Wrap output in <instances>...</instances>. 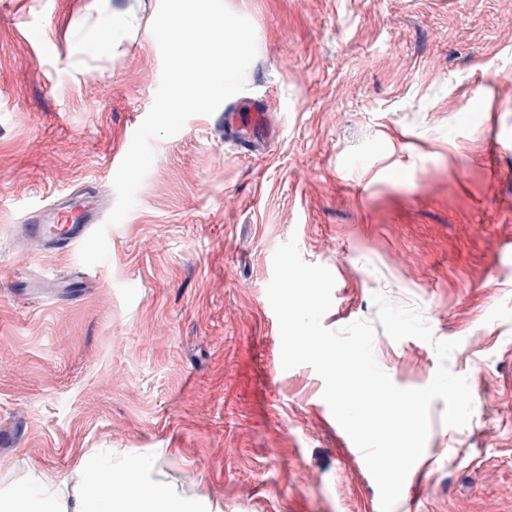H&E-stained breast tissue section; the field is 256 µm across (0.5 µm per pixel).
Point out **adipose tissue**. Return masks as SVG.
Returning <instances> with one entry per match:
<instances>
[{"label":"adipose tissue","mask_w":512,"mask_h":512,"mask_svg":"<svg viewBox=\"0 0 512 512\" xmlns=\"http://www.w3.org/2000/svg\"><path fill=\"white\" fill-rule=\"evenodd\" d=\"M29 512H207L201 501L177 494L161 481L142 479L135 465L102 478L78 467L75 483L45 484Z\"/></svg>","instance_id":"ef3b65f1"}]
</instances>
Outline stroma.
I'll use <instances>...</instances> for the list:
<instances>
[{"mask_svg":"<svg viewBox=\"0 0 512 512\" xmlns=\"http://www.w3.org/2000/svg\"><path fill=\"white\" fill-rule=\"evenodd\" d=\"M95 1L0 0V489L134 453L220 512H381L322 378L282 367L266 290L293 237L334 276L324 327L376 322L379 294L458 343L472 417L432 403L394 512H512V0H225L280 138L239 153L216 113L153 139L80 296L21 301L16 282L80 261L25 238L27 210L90 181L113 199L160 84V0H103L131 24L101 58ZM373 351L403 389L438 368L416 338L379 329Z\"/></svg>","mask_w":512,"mask_h":512,"instance_id":"obj_1","label":"stroma"}]
</instances>
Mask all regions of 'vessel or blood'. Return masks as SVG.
Wrapping results in <instances>:
<instances>
[{
  "mask_svg": "<svg viewBox=\"0 0 512 512\" xmlns=\"http://www.w3.org/2000/svg\"><path fill=\"white\" fill-rule=\"evenodd\" d=\"M224 134L236 138L250 151L266 150L276 137V127L262 101L243 99L224 114ZM105 205L96 193H63L46 206L31 211L23 231L40 240L51 252H65L103 223Z\"/></svg>",
  "mask_w": 512,
  "mask_h": 512,
  "instance_id": "1",
  "label": "vessel or blood"
}]
</instances>
